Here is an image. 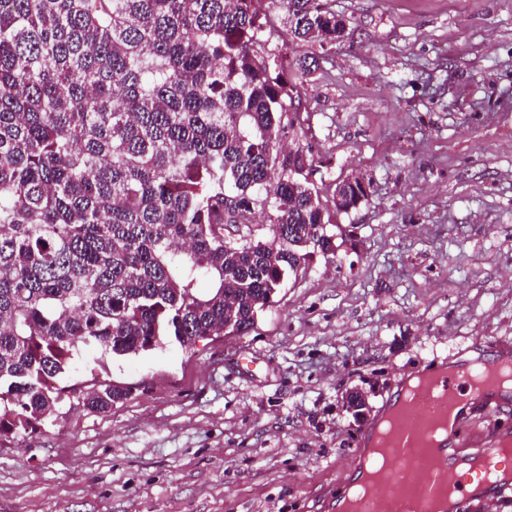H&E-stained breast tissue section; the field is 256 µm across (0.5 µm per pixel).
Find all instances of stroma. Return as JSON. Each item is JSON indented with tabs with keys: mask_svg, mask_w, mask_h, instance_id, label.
Listing matches in <instances>:
<instances>
[{
	"mask_svg": "<svg viewBox=\"0 0 512 512\" xmlns=\"http://www.w3.org/2000/svg\"><path fill=\"white\" fill-rule=\"evenodd\" d=\"M341 43L302 125L324 203L373 187L327 227L335 253L290 277L247 333L189 349L79 350L60 381L132 395L60 404L0 441V512H336L362 434L432 362L512 353V0H329ZM369 392L354 422L342 392ZM464 439L512 433V400L476 403ZM351 180L357 179L364 192L362 191L359 184L356 182L353 184L349 179H343L338 182L331 184L333 188V199L335 205V212L348 213L353 209H356L360 203L368 198L372 184L369 183V179L363 175L348 177Z\"/></svg>",
	"mask_w": 512,
	"mask_h": 512,
	"instance_id": "1",
	"label": "stroma"
}]
</instances>
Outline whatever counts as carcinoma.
<instances>
[{
    "instance_id": "cac0c4a2",
    "label": "carcinoma",
    "mask_w": 512,
    "mask_h": 512,
    "mask_svg": "<svg viewBox=\"0 0 512 512\" xmlns=\"http://www.w3.org/2000/svg\"><path fill=\"white\" fill-rule=\"evenodd\" d=\"M348 23L324 0H0V437L131 396L58 385L81 347L243 334L335 252L310 151L282 144L317 58L255 46ZM332 188L337 212L367 199Z\"/></svg>"
}]
</instances>
